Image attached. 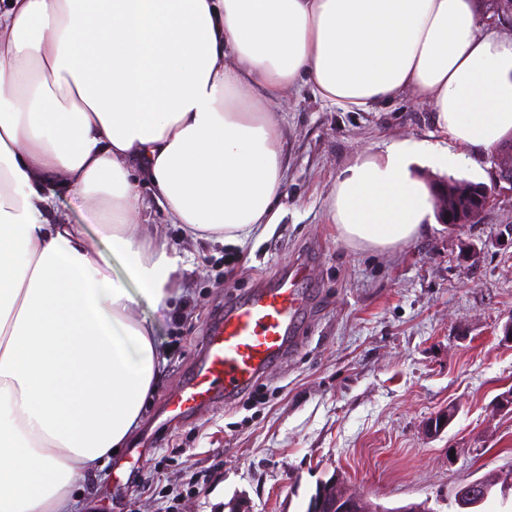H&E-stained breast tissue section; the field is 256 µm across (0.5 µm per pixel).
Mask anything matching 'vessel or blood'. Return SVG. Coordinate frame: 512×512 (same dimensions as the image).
Segmentation results:
<instances>
[{"instance_id":"b4317fda","label":"vessel or blood","mask_w":512,"mask_h":512,"mask_svg":"<svg viewBox=\"0 0 512 512\" xmlns=\"http://www.w3.org/2000/svg\"><path fill=\"white\" fill-rule=\"evenodd\" d=\"M307 276V264L296 261L231 298L207 328L192 373L165 400L170 419L187 420L235 400L296 349L310 300L302 287Z\"/></svg>"}]
</instances>
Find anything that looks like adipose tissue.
I'll list each match as a JSON object with an SVG mask.
<instances>
[{
	"label": "adipose tissue",
	"mask_w": 512,
	"mask_h": 512,
	"mask_svg": "<svg viewBox=\"0 0 512 512\" xmlns=\"http://www.w3.org/2000/svg\"><path fill=\"white\" fill-rule=\"evenodd\" d=\"M302 84L346 112L430 103L444 138L342 172L351 244L417 237L422 169L512 135V38L476 0H0V512H71L75 474L125 447L158 380L134 307L167 310L185 264L138 223L142 186L193 237L244 243L285 194L276 109Z\"/></svg>",
	"instance_id": "1"
}]
</instances>
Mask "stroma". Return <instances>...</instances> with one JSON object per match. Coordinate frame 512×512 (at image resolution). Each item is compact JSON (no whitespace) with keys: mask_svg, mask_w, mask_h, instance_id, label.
Instances as JSON below:
<instances>
[{"mask_svg":"<svg viewBox=\"0 0 512 512\" xmlns=\"http://www.w3.org/2000/svg\"><path fill=\"white\" fill-rule=\"evenodd\" d=\"M279 110L286 194L245 245L186 235L144 191L141 223L187 268L172 312L144 299L135 308L154 326L160 376L127 450L76 477L75 512H306L335 474L386 507L458 512L456 487L512 469V185H494L491 157L478 159L454 172L492 187L475 223L358 248L330 218L337 177L386 142L439 141L432 106L403 98L345 112L305 89ZM296 259L308 260L317 301L298 350L231 404L164 425L163 400L226 299ZM446 410L452 421L430 434Z\"/></svg>","mask_w":512,"mask_h":512,"instance_id":"1","label":"stroma"}]
</instances>
